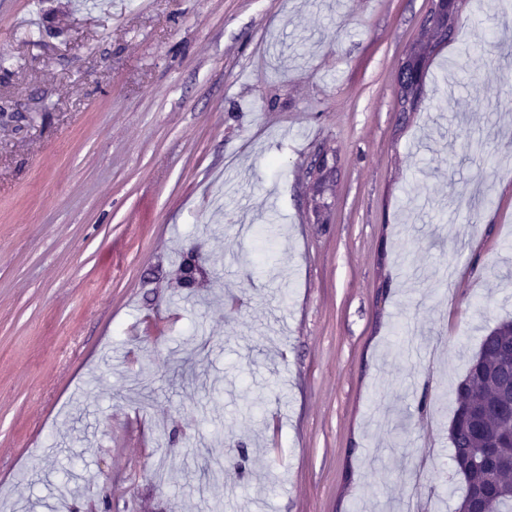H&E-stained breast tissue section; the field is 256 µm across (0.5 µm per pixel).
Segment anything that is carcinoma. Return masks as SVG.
<instances>
[{
  "label": "carcinoma",
  "mask_w": 512,
  "mask_h": 512,
  "mask_svg": "<svg viewBox=\"0 0 512 512\" xmlns=\"http://www.w3.org/2000/svg\"><path fill=\"white\" fill-rule=\"evenodd\" d=\"M182 288L193 291L205 271L196 256L188 252L177 268ZM512 347V319L502 320L482 337L477 352L468 362L465 374L454 389L455 409L449 428L453 465L460 469L465 491L457 512H512V418L492 414L488 417V435L501 439L497 462L483 470L473 466L477 443L458 425V413L464 406L484 413L496 386L512 384V365L505 362L502 350Z\"/></svg>",
  "instance_id": "1"
}]
</instances>
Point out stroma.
Masks as SVG:
<instances>
[{
	"label": "stroma",
	"instance_id": "stroma-1",
	"mask_svg": "<svg viewBox=\"0 0 512 512\" xmlns=\"http://www.w3.org/2000/svg\"><path fill=\"white\" fill-rule=\"evenodd\" d=\"M427 8L0 0V512H402L412 469L454 512L453 390L512 317V14L465 0L402 112ZM178 282L182 288L192 292L198 287L200 277L206 273L198 264L196 256L192 252L183 254L177 268Z\"/></svg>",
	"mask_w": 512,
	"mask_h": 512
}]
</instances>
